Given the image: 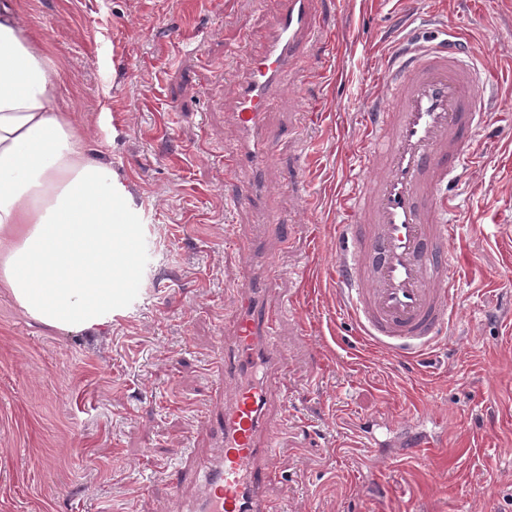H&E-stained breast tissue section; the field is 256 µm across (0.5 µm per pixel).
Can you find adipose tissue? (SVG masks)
<instances>
[{"mask_svg":"<svg viewBox=\"0 0 512 512\" xmlns=\"http://www.w3.org/2000/svg\"><path fill=\"white\" fill-rule=\"evenodd\" d=\"M58 79L16 0H0V284L44 325L93 330L128 305L140 215L110 165L81 151Z\"/></svg>","mask_w":512,"mask_h":512,"instance_id":"1","label":"adipose tissue"}]
</instances>
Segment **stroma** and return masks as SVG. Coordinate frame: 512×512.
I'll list each match as a JSON object with an SVG mask.
<instances>
[{
    "instance_id": "1",
    "label": "stroma",
    "mask_w": 512,
    "mask_h": 512,
    "mask_svg": "<svg viewBox=\"0 0 512 512\" xmlns=\"http://www.w3.org/2000/svg\"><path fill=\"white\" fill-rule=\"evenodd\" d=\"M59 71L53 94L83 129L81 148L108 163L141 215L131 301L110 325L54 329L0 286V512H165L171 493L197 494L193 468L215 451L204 414L223 405L207 365L218 353L242 277L223 227L245 237L255 215L230 211L235 184L224 101L242 49L273 21L275 0H19ZM398 0H318L337 31L332 86L306 77L328 123L308 127L293 98L268 116L275 130L269 207L281 220L276 344L287 356L288 405L270 410L278 455L274 512H462L473 481L491 486L488 512H512V391L489 378L512 359V84L488 88L487 117L449 181L462 254L455 331L468 355L437 346L429 362L391 360L336 317L331 288L304 287L343 221L338 193L361 170L350 158L354 107L389 50L412 28L433 43L463 23L464 52L512 43V0H440L436 19ZM321 151L306 160L310 136ZM313 176H306V168ZM321 221L298 223L296 193ZM443 409L450 425L433 458L403 457L396 474L351 493L364 461L353 427L386 411Z\"/></svg>"
}]
</instances>
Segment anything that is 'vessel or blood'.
<instances>
[{
  "label": "vessel or blood",
  "mask_w": 512,
  "mask_h": 512,
  "mask_svg": "<svg viewBox=\"0 0 512 512\" xmlns=\"http://www.w3.org/2000/svg\"><path fill=\"white\" fill-rule=\"evenodd\" d=\"M316 32V0H278L275 22L250 52L225 109L236 141L224 157L236 180L233 204L265 214L270 224L278 218L265 212L275 160L267 112L277 93L291 90L296 64ZM461 36L460 28L449 29L443 47L402 37L376 69V92L359 107L355 136L364 176L341 197L350 231L337 241L326 270L337 315L350 317L362 338L400 360L425 355L463 317L449 275L453 202L438 194L458 168L463 129L484 115L475 72L459 57ZM239 247L243 279L218 368L224 409L212 419L222 453L204 475L193 512H270L275 448L269 412L286 374L273 341L282 304L269 274L279 252L259 233ZM440 414L436 407L418 415L386 413L388 447L431 453L415 424Z\"/></svg>",
  "instance_id": "1"
}]
</instances>
